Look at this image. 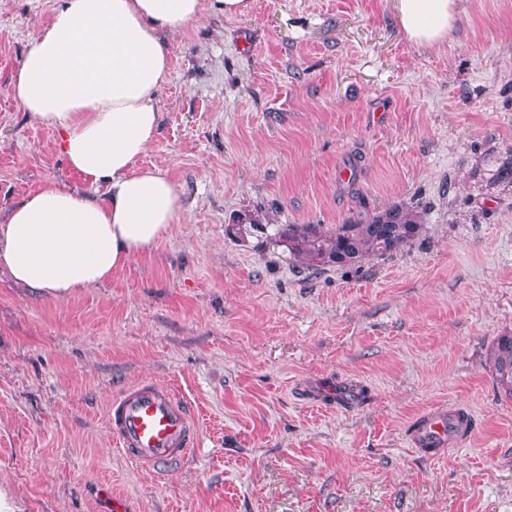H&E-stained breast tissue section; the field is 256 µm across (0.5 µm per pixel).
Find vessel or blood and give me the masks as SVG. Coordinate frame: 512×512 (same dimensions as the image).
<instances>
[{"label":"vessel or blood","instance_id":"b4317fda","mask_svg":"<svg viewBox=\"0 0 512 512\" xmlns=\"http://www.w3.org/2000/svg\"><path fill=\"white\" fill-rule=\"evenodd\" d=\"M107 424L118 451L150 474L186 460L198 440L190 407L171 389L150 382L117 394L108 407ZM468 431L460 412L438 410L421 421L414 443L419 452L435 455Z\"/></svg>","mask_w":512,"mask_h":512}]
</instances>
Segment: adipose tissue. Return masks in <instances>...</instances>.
I'll use <instances>...</instances> for the list:
<instances>
[{
    "label": "adipose tissue",
    "instance_id": "ef3b65f1",
    "mask_svg": "<svg viewBox=\"0 0 512 512\" xmlns=\"http://www.w3.org/2000/svg\"><path fill=\"white\" fill-rule=\"evenodd\" d=\"M207 0H56L12 79L27 116L55 130L56 151L87 183L49 182L0 209V270L35 295L98 287L154 250L178 220L180 187L142 165L161 119L170 34ZM456 0H396L418 45L446 39Z\"/></svg>",
    "mask_w": 512,
    "mask_h": 512
}]
</instances>
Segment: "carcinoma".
Listing matches in <instances>:
<instances>
[{
  "label": "carcinoma",
  "mask_w": 512,
  "mask_h": 512,
  "mask_svg": "<svg viewBox=\"0 0 512 512\" xmlns=\"http://www.w3.org/2000/svg\"><path fill=\"white\" fill-rule=\"evenodd\" d=\"M489 186L512 187V147L492 156L487 170ZM266 221L259 213L240 214L237 231L254 230ZM421 212L411 205H393L364 218L336 225V231L321 230L315 224H289L282 231L288 251L308 269L325 265L351 266L370 255L392 254L416 239L422 231ZM490 364L498 387L512 396V336L501 337L494 347Z\"/></svg>",
  "instance_id": "obj_1"
}]
</instances>
